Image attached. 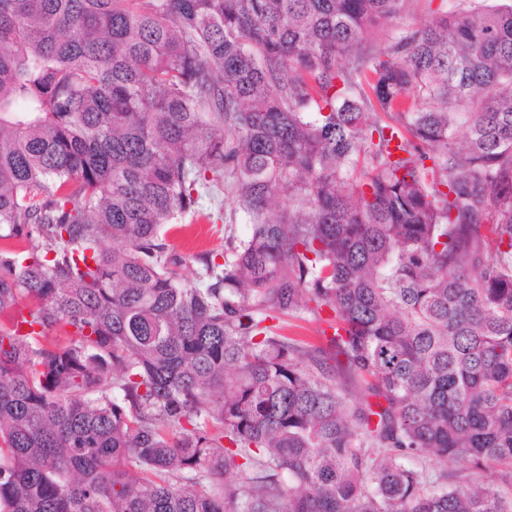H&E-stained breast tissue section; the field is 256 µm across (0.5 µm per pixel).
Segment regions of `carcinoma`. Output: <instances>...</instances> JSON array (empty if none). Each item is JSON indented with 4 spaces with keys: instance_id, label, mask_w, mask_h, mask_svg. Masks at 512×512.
<instances>
[{
    "instance_id": "obj_1",
    "label": "carcinoma",
    "mask_w": 512,
    "mask_h": 512,
    "mask_svg": "<svg viewBox=\"0 0 512 512\" xmlns=\"http://www.w3.org/2000/svg\"><path fill=\"white\" fill-rule=\"evenodd\" d=\"M403 2L0 0V512H512V5ZM440 3L441 0H433L431 4L429 0H406L396 15L385 20L365 38L363 52L366 56L375 55L387 45L392 33L418 29L429 19L430 10L436 9ZM230 177L228 174L224 177V188L219 186L212 192H203L199 200V212L194 216H186L179 220V231L185 227L193 225L195 233L198 235V247L188 249L176 239L178 232L165 236V242L168 245V251L179 257L186 258L195 253L213 251L214 254L224 250V241L226 237L232 236L236 239L245 238L248 234V225L246 219L241 213L235 214L234 205L231 196L228 194V183ZM221 209L223 221L221 219L214 221L207 219L209 214H217ZM199 221H203L199 223ZM265 325L278 326V331L285 336L312 342L326 349L329 347L327 339H325L322 334L326 326L319 317L308 314L295 318L291 316H281L280 322H278V320L271 321L269 319L265 322Z\"/></svg>"
}]
</instances>
